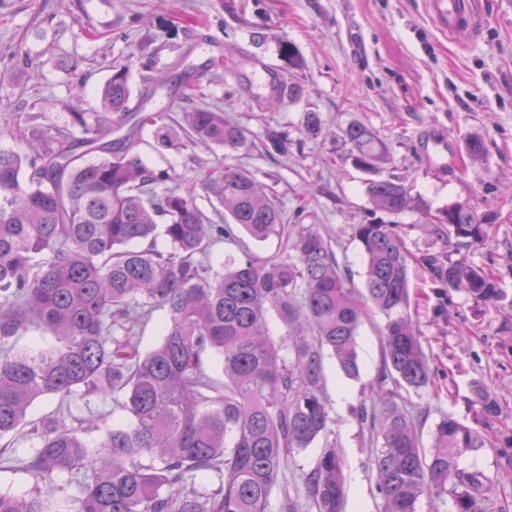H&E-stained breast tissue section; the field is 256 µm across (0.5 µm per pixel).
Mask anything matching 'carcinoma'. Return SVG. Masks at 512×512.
<instances>
[{
    "instance_id": "obj_1",
    "label": "carcinoma",
    "mask_w": 512,
    "mask_h": 512,
    "mask_svg": "<svg viewBox=\"0 0 512 512\" xmlns=\"http://www.w3.org/2000/svg\"><path fill=\"white\" fill-rule=\"evenodd\" d=\"M129 67H115L88 114L70 107V126L41 130L0 109V132L36 141L31 155L0 148V344L29 329L56 340L48 351H5L0 362V439L23 429L39 441L20 460L42 489L28 496L0 490V512H64L56 498L64 475L91 472L79 483L77 512H269L272 490L288 460L322 441L303 492L288 512H344V461L324 393L325 358L359 374L356 336L371 310L383 314L384 370L370 404L353 417L376 440L372 466L382 512H417L423 495H449L454 512H485L495 480L460 459L490 441L450 414L421 446L415 420L396 401L401 388L432 384L431 370L408 314L409 258L395 225H352L362 246L365 292L348 286L336 256L310 225H287L253 175L218 166L200 182L233 224H213L194 193L157 191L167 180L140 156L128 136L114 146L112 116L135 118L156 150L174 146L180 128L156 113L133 112ZM194 145L238 149L246 131L224 113L197 106L184 113ZM358 167L373 172L385 144L370 128L344 130ZM368 194L389 214L412 206L399 178L372 180ZM256 241L281 240L270 257L208 261L214 239L237 241L232 225ZM448 233L463 247L482 244L492 217L472 208L446 211ZM164 236L170 248L156 247ZM446 286L477 304L498 294L492 274L466 259L435 268ZM156 309L166 312L161 340L141 351L132 327ZM276 319L280 334L270 332ZM116 394L130 416L106 429L65 412L77 389ZM58 410L30 418L41 398ZM212 473L219 484L196 485Z\"/></svg>"
}]
</instances>
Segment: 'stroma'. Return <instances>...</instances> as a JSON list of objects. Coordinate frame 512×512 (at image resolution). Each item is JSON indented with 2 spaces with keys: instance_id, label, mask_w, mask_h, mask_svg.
Listing matches in <instances>:
<instances>
[{
  "instance_id": "obj_1",
  "label": "stroma",
  "mask_w": 512,
  "mask_h": 512,
  "mask_svg": "<svg viewBox=\"0 0 512 512\" xmlns=\"http://www.w3.org/2000/svg\"><path fill=\"white\" fill-rule=\"evenodd\" d=\"M476 32L455 35L433 22L426 0H0V102L19 111L22 89L37 87L39 127L61 126L68 107L99 105L118 64L129 67L131 108L179 117L195 105L223 112L245 129V148L200 149L182 142L163 153L142 145L148 166L187 189L221 164L253 174L286 217L314 225L335 252L355 291L365 266L352 225L374 218L395 224L409 252V312L417 324L434 386L400 390L423 447L448 413L488 436L491 447L465 455L499 480L487 512L512 504V0H475ZM168 84L151 97V78ZM323 132L311 134L309 113ZM372 128L387 151L376 174L360 169L342 132ZM478 139L479 161L467 154ZM444 144V163L431 161ZM398 177L415 204L381 215L371 177ZM492 213L482 245L465 248L440 216L452 205ZM467 258L491 270L497 298L477 304L445 288L434 262ZM385 318L374 312L358 330L360 376L350 380L325 361V392L345 463L347 512H380L373 448L351 414L369 401L382 364ZM499 401L481 414L482 395ZM103 427L127 415L111 397L78 392L68 405Z\"/></svg>"
}]
</instances>
